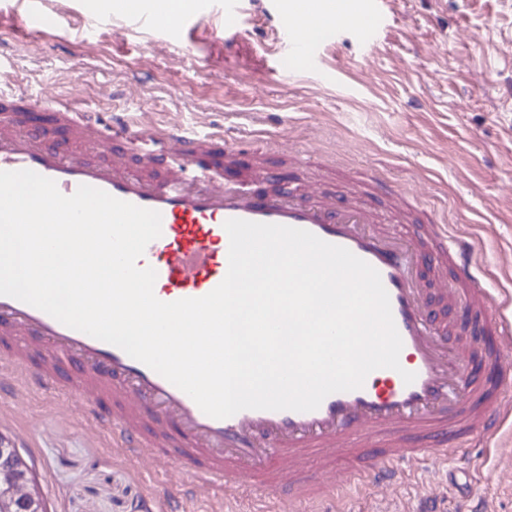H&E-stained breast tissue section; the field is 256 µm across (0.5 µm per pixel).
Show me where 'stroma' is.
Here are the masks:
<instances>
[{"label": "stroma", "instance_id": "stroma-1", "mask_svg": "<svg viewBox=\"0 0 512 512\" xmlns=\"http://www.w3.org/2000/svg\"><path fill=\"white\" fill-rule=\"evenodd\" d=\"M266 3L243 0L236 31L224 34L197 16L174 33L88 25L93 0H44L33 21L28 0H0V93L224 131L252 163L284 173L290 160L274 141L315 150L326 167L296 174L329 195L365 173L421 185L424 201L470 232L487 288L512 289V0H373L372 43L332 29L324 66L278 53ZM4 382L0 435L47 512H148L157 476L147 462L92 439L77 402L58 414L42 396L13 398L12 376ZM419 475L417 494L441 488L446 512L464 496L512 512V434L493 454L473 439L448 464L424 459Z\"/></svg>", "mask_w": 512, "mask_h": 512}]
</instances>
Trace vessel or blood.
I'll list each match as a JSON object with an SVG mask.
<instances>
[{"mask_svg": "<svg viewBox=\"0 0 512 512\" xmlns=\"http://www.w3.org/2000/svg\"><path fill=\"white\" fill-rule=\"evenodd\" d=\"M313 2L279 0L275 34L285 56L313 48L295 23ZM25 110L40 121L0 113V171L28 169L65 195L88 185L160 212L162 233L138 261L155 269L159 300L202 297L224 279L229 219L304 229L344 247L379 272L389 296L400 370H375L361 388L330 394L313 411L215 419L122 349L0 295V366L25 390L78 402L91 432L125 457L194 479L187 489L159 482L153 496L175 504L206 489L222 492L228 506L250 498V512H297L302 503L338 501L352 484L397 489L421 457L447 460L475 435L492 442L512 418L502 407L512 393V291L482 286L468 236L450 234L417 193L373 176L330 198L316 180L225 164L240 148L220 132L105 124L54 95ZM266 181L279 191L262 190ZM414 212L421 220L411 221Z\"/></svg>", "mask_w": 512, "mask_h": 512, "instance_id": "obj_1", "label": "vessel or blood"}]
</instances>
